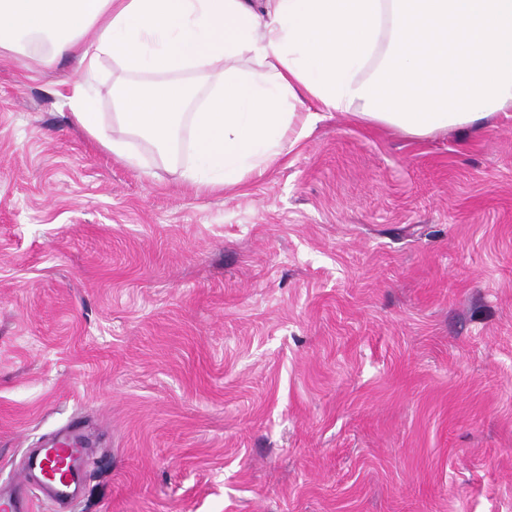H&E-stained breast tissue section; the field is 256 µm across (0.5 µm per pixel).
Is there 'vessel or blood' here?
Segmentation results:
<instances>
[{"instance_id":"b4317fda","label":"vessel or blood","mask_w":512,"mask_h":512,"mask_svg":"<svg viewBox=\"0 0 512 512\" xmlns=\"http://www.w3.org/2000/svg\"><path fill=\"white\" fill-rule=\"evenodd\" d=\"M87 468L88 456L82 441L70 435H56L44 444L13 491H0V512H33V496L28 488L34 483L54 504L73 499L88 476Z\"/></svg>"}]
</instances>
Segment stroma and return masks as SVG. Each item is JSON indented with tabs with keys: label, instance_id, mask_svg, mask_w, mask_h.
Instances as JSON below:
<instances>
[{
	"label": "stroma",
	"instance_id": "obj_1",
	"mask_svg": "<svg viewBox=\"0 0 512 512\" xmlns=\"http://www.w3.org/2000/svg\"><path fill=\"white\" fill-rule=\"evenodd\" d=\"M0 58V487L78 429L72 512H512V118L322 113L197 191Z\"/></svg>",
	"mask_w": 512,
	"mask_h": 512
}]
</instances>
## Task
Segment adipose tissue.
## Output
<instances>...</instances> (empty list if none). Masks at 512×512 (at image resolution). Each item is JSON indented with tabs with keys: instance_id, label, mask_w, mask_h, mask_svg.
I'll return each mask as SVG.
<instances>
[{
	"instance_id": "ef3b65f1",
	"label": "adipose tissue",
	"mask_w": 512,
	"mask_h": 512,
	"mask_svg": "<svg viewBox=\"0 0 512 512\" xmlns=\"http://www.w3.org/2000/svg\"><path fill=\"white\" fill-rule=\"evenodd\" d=\"M76 61L72 124L141 165L189 142L184 177L263 175L324 112L413 138L512 112V0H0V57ZM112 65L115 110L95 83Z\"/></svg>"
}]
</instances>
